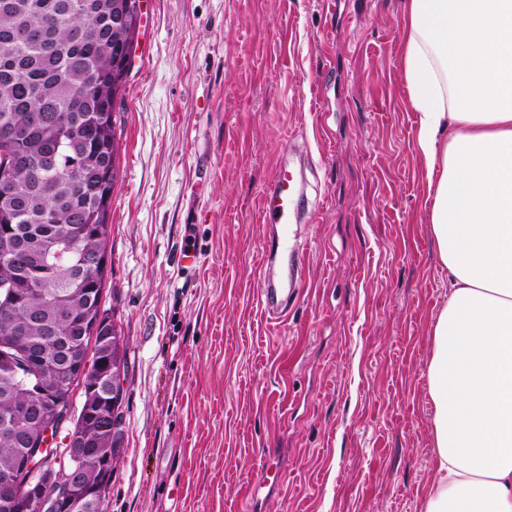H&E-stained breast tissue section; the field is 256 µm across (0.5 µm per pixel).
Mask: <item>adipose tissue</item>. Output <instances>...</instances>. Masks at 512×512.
Wrapping results in <instances>:
<instances>
[{"label":"adipose tissue","mask_w":512,"mask_h":512,"mask_svg":"<svg viewBox=\"0 0 512 512\" xmlns=\"http://www.w3.org/2000/svg\"><path fill=\"white\" fill-rule=\"evenodd\" d=\"M402 68L450 288L423 512H512V0H408Z\"/></svg>","instance_id":"adipose-tissue-1"}]
</instances>
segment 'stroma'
I'll return each instance as SVG.
<instances>
[{"label":"stroma","mask_w":512,"mask_h":512,"mask_svg":"<svg viewBox=\"0 0 512 512\" xmlns=\"http://www.w3.org/2000/svg\"><path fill=\"white\" fill-rule=\"evenodd\" d=\"M404 15V0H145L116 111L104 307L129 372L105 512H421L449 288ZM282 160L303 165L317 219L294 226L301 288L275 320L259 205ZM269 256L270 255L268 254V250L266 248L259 273L261 288L258 290V299L266 311L269 313L278 314L279 291L284 289L271 288L270 284L267 282L266 268L268 265Z\"/></svg>","instance_id":"1"}]
</instances>
